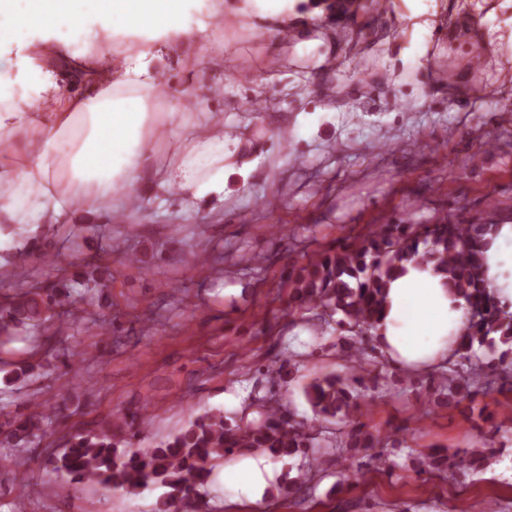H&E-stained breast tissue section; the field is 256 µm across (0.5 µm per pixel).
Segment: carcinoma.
Returning a JSON list of instances; mask_svg holds the SVG:
<instances>
[{
    "label": "carcinoma",
    "mask_w": 512,
    "mask_h": 512,
    "mask_svg": "<svg viewBox=\"0 0 512 512\" xmlns=\"http://www.w3.org/2000/svg\"><path fill=\"white\" fill-rule=\"evenodd\" d=\"M486 223L471 224H383L352 240L344 239L310 258L288 273L289 308L293 312L322 310L323 326H337L348 332H369L380 325L386 304V288L392 277L408 263L434 264L448 275L454 290L472 308L468 341L459 357L467 368L450 367L442 372V387L448 390V404L458 396H473L487 379L512 377V313L504 311L483 284L481 257ZM112 277L87 271L80 293L94 295L110 287ZM72 292L53 289L40 298L24 292L0 308V350L11 344L20 329L36 334L39 350L47 357L65 356L56 341L67 328ZM505 346L496 358L482 363L470 360L473 347L495 349ZM348 362L354 372L350 379L326 376L311 383L305 396L312 407L310 424H286L276 404L265 405L260 420L232 426L222 413H206L188 428L156 448H137L117 453L115 439L136 436L137 415L116 418L107 432L77 433L66 441L55 457V471L61 476L101 486L106 490L133 492L148 485L166 488L156 512H177L178 504L207 486L213 462L250 449H261L275 459L306 453L320 447L321 422L348 415L353 406L352 385L363 381L367 372L363 353L353 350ZM39 389L31 392L33 410L4 423L0 444L11 448L35 447L46 434L47 423L57 411H49L38 400ZM349 448H371L372 436L358 424L345 432ZM484 450L471 448L448 463L454 480L479 470Z\"/></svg>",
    "instance_id": "1"
}]
</instances>
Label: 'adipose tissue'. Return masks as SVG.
<instances>
[{"instance_id":"adipose-tissue-1","label":"adipose tissue","mask_w":512,"mask_h":512,"mask_svg":"<svg viewBox=\"0 0 512 512\" xmlns=\"http://www.w3.org/2000/svg\"><path fill=\"white\" fill-rule=\"evenodd\" d=\"M218 0H0V35L21 48H0V247L33 234L45 214L61 216L72 200L89 211L141 195L144 186L177 188L190 200L224 201L225 164L242 141L205 134L196 123L161 166L153 143L180 112H155L159 78L170 57L185 71L204 60V17H219ZM43 33L34 47L32 30ZM102 47L82 95L62 94L42 60L87 32ZM512 224L485 236L484 277L512 311ZM471 310L432 266L406 265L389 284L377 331L381 353L410 372L453 357L467 340Z\"/></svg>"}]
</instances>
